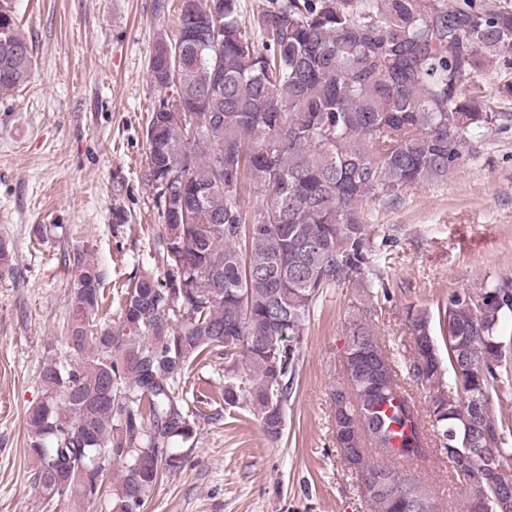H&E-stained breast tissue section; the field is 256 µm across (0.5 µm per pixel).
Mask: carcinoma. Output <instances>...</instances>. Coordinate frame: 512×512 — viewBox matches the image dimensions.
<instances>
[{
    "label": "carcinoma",
    "mask_w": 512,
    "mask_h": 512,
    "mask_svg": "<svg viewBox=\"0 0 512 512\" xmlns=\"http://www.w3.org/2000/svg\"><path fill=\"white\" fill-rule=\"evenodd\" d=\"M175 41L150 61L157 100L145 129L143 178L162 223V275L126 291L118 320L98 318L101 273L73 257L67 342L45 358L46 398L27 418L25 456L47 503L90 504L113 478L111 512H144L159 478L183 467L175 448L202 417L185 393L190 366L213 351L224 405L282 436L305 327L323 294L356 290L345 356L347 396L334 409L336 448L376 477L372 512H440L405 475L373 462L422 455L428 439L466 484L457 459L488 466L512 495V425L482 410L512 363L501 334L512 279L454 291L432 311L406 307L405 367L367 322L389 299L365 216L369 198L446 181L477 130L511 120L468 91L471 75L512 60V7L500 0H270L249 19L239 0H181ZM9 0H0V96L24 87L34 60ZM196 120L178 121L170 100ZM261 203L248 208L250 188ZM447 355H442L439 344ZM428 390L421 410L405 378Z\"/></svg>",
    "instance_id": "1"
}]
</instances>
